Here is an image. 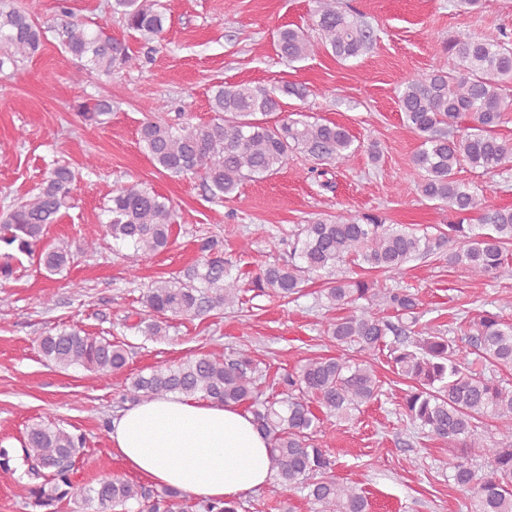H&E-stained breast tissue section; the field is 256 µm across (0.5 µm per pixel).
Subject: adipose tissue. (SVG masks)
I'll use <instances>...</instances> for the list:
<instances>
[{"label": "adipose tissue", "instance_id": "adipose-tissue-1", "mask_svg": "<svg viewBox=\"0 0 512 512\" xmlns=\"http://www.w3.org/2000/svg\"><path fill=\"white\" fill-rule=\"evenodd\" d=\"M112 450L133 473L203 501L231 500L270 480L271 448L237 406L167 396L113 420Z\"/></svg>", "mask_w": 512, "mask_h": 512}]
</instances>
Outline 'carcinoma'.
<instances>
[{
	"mask_svg": "<svg viewBox=\"0 0 512 512\" xmlns=\"http://www.w3.org/2000/svg\"><path fill=\"white\" fill-rule=\"evenodd\" d=\"M58 35L81 69L110 76L117 68L142 67L153 44L161 43L165 15L144 0H112V13L141 35L149 47L132 51L101 29L91 31L72 18L67 0H58ZM316 26L321 45L345 60L358 56L375 41L373 28L358 23L336 7V0H317ZM45 31L28 13L0 8V72L8 64L38 55ZM279 56L289 63L308 58L314 44L303 31L284 26L276 32ZM454 68L405 79L398 94L403 123L420 139L413 157L421 180L420 195L438 201L456 216L448 232L437 235L398 229L375 214L349 218H318L303 225L288 241L290 261L269 264L252 281L260 291L289 298L308 278L330 271L348 259L380 272L387 281L399 280L409 261L446 252L448 265L475 278L512 277L505 251L512 244V208L486 203L456 178L466 165L486 172L499 170L512 159V143L495 128L502 112L512 105V36L496 39L455 37L445 43ZM306 87L283 83L273 87L220 84L210 99L215 118L206 124L174 126L161 119L146 121L140 140L157 168L172 176L199 174L210 197H231L245 180L266 178L301 151L317 161H339L358 150L347 130L333 122L286 119L271 125L265 116L278 112L285 97L303 99ZM112 111V102H81L78 113L98 121ZM471 125L458 129V120ZM75 172L56 165L43 178L38 192L9 209L0 222V277L13 274L12 261L35 257L39 266L56 275L74 262V253L60 242H48V227L71 207ZM107 207L105 232L131 248L125 255L127 273L139 278L140 263L165 250L176 224V210L166 197L139 184L118 189ZM239 279L222 260H205L167 279L146 286L142 295L148 319L144 333L156 340L167 336L173 317L195 316L232 308L240 301ZM326 307L352 310L326 322L328 337L343 347L372 351L389 345L396 372L411 380L403 415L431 437L450 445L448 478L468 499V512H512V384L498 378L512 370V320L483 312L460 324L466 327L469 349L415 316L416 295L403 288L379 287L362 278L344 276L325 283ZM367 304L360 305L358 301ZM396 312L397 322L375 310ZM393 341L386 342L387 336ZM42 356L59 368L82 365L102 375L123 370L129 358L124 345L94 336L77 326L62 327L39 341ZM475 358L468 359L469 355ZM281 385L280 395L262 397L260 381ZM382 384L368 361L348 353L309 359L293 375L267 379L246 349L230 354H201L184 362L158 366L147 374L125 379L121 397L133 403L179 394L210 399L224 405H248L258 429L271 443L273 483L284 491L300 489L317 512H369V502L354 486L339 482L324 443V419H349L381 395ZM494 423L500 439L482 437L484 421ZM84 439L54 420L26 427L21 446L25 469L17 472L11 457L0 448V476H7L26 492L40 512H59L67 498L97 504L95 512H186L184 492L108 474L94 486L73 480L76 458Z\"/></svg>",
	"mask_w": 512,
	"mask_h": 512,
	"instance_id": "1",
	"label": "carcinoma"
}]
</instances>
